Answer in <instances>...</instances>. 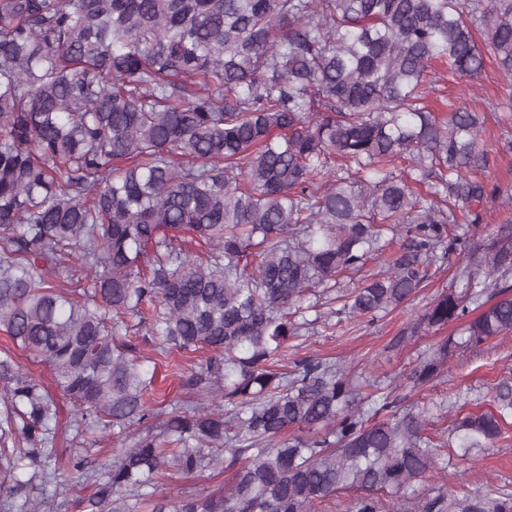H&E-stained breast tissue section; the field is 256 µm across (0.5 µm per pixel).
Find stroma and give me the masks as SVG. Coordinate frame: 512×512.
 Wrapping results in <instances>:
<instances>
[{
  "label": "stroma",
  "mask_w": 512,
  "mask_h": 512,
  "mask_svg": "<svg viewBox=\"0 0 512 512\" xmlns=\"http://www.w3.org/2000/svg\"><path fill=\"white\" fill-rule=\"evenodd\" d=\"M477 41L485 49V66L481 74L474 79L463 78L437 68L427 79L426 96L437 117L444 119L452 109H465L475 113L483 126L479 147L487 154L489 163L477 172L478 179L487 187L486 197L475 207L481 215L480 223L471 224L466 213H458L457 222L450 231L458 235L459 240L450 259L438 260L431 268L425 288L402 307L375 322L341 313L337 297L343 291L384 277L387 271L384 257L368 258L359 269L337 276L335 284L317 286L314 294L320 310L327 317L326 322L311 325L303 337L288 341L289 359L313 357L355 364L366 375L393 384L395 396L405 407L436 404L460 393L465 398V411H487L493 406L497 383L512 375V340L494 339L480 351L452 356L448 360L446 377L414 390L404 383L403 372L409 370L418 354L454 333L456 324L422 332L414 344L402 349L390 345L394 336L421 317L435 296L449 288L456 265L464 259L472 244L485 240L499 219L512 216V72L498 66L492 51L486 48L485 35H478ZM154 361L157 405L164 408L171 402L185 399L179 374L193 368L194 359L168 360L155 355ZM59 409L56 457L51 462L55 483L44 492L34 484L25 493L9 498L0 494V512H10V505L21 504L28 496L44 497L41 512H74L69 482L71 457L81 456L88 471L95 472L117 454L119 447L110 435L101 434L94 439L76 436L72 409L67 401H60ZM455 420L456 414L452 411L436 416L429 423L428 432L442 444ZM439 454L440 476L447 487L449 501L482 497L494 489L512 495V425L508 426L502 439L491 447L476 451L474 456H453L451 448L443 444ZM227 479V472L220 468L189 477L172 475L160 481L158 492L170 498L206 495L223 488Z\"/></svg>",
  "instance_id": "stroma-1"
}]
</instances>
